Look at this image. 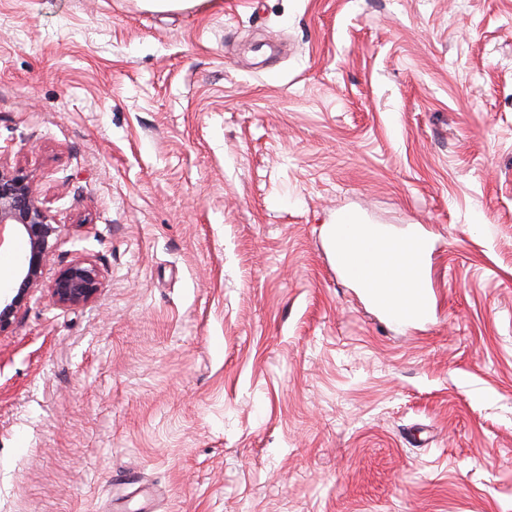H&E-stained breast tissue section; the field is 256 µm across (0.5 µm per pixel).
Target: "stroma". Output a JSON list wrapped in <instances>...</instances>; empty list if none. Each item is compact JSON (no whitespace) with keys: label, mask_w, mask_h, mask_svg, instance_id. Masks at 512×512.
Wrapping results in <instances>:
<instances>
[{"label":"stroma","mask_w":512,"mask_h":512,"mask_svg":"<svg viewBox=\"0 0 512 512\" xmlns=\"http://www.w3.org/2000/svg\"><path fill=\"white\" fill-rule=\"evenodd\" d=\"M0 143L102 273L0 332V512H512V0H0ZM336 253L339 257L342 273L347 279L362 281L367 275L370 266L378 268V275L384 276V265L379 261L375 251L374 243L366 238L360 240V251L362 261H353L350 257L352 240L356 237L357 226L350 217V214L341 215L336 223ZM383 233V232H382ZM383 237L382 262L386 263V278L383 284L374 281L369 275L367 283L373 288H388L389 298L403 308H411L414 300V289L417 288L418 275L414 266L418 269L419 275L423 263L426 262L427 253L424 249H415L418 242L399 238H393L386 234Z\"/></svg>","instance_id":"obj_1"}]
</instances>
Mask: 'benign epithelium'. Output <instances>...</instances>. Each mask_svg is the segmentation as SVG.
Returning <instances> with one entry per match:
<instances>
[{
	"mask_svg": "<svg viewBox=\"0 0 512 512\" xmlns=\"http://www.w3.org/2000/svg\"><path fill=\"white\" fill-rule=\"evenodd\" d=\"M17 234L26 238L28 249L16 263L12 294L0 299V331L13 323L30 293L42 287L44 267L61 236V225L41 201L33 175L0 161V247ZM100 287L96 265L77 257L59 269L48 292L54 305L69 309L91 303Z\"/></svg>",
	"mask_w": 512,
	"mask_h": 512,
	"instance_id": "7a95c632",
	"label": "benign epithelium"
}]
</instances>
